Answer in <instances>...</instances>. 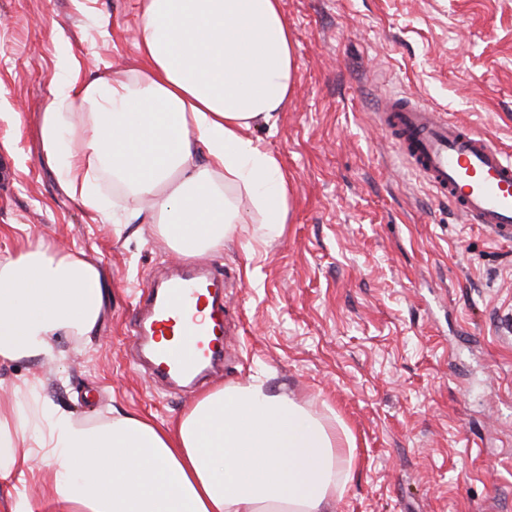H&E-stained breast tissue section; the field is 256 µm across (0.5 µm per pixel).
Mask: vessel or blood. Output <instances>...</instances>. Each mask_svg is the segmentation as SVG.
<instances>
[{
	"label": "vessel or blood",
	"mask_w": 512,
	"mask_h": 512,
	"mask_svg": "<svg viewBox=\"0 0 512 512\" xmlns=\"http://www.w3.org/2000/svg\"><path fill=\"white\" fill-rule=\"evenodd\" d=\"M375 118L409 168L463 223L512 239V156L469 124L400 97L386 98ZM219 286L206 264L173 269L151 283L132 334L158 377L192 387L217 373L225 312L209 296Z\"/></svg>",
	"instance_id": "b4317fda"
}]
</instances>
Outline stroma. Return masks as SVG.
I'll return each mask as SVG.
<instances>
[{
	"mask_svg": "<svg viewBox=\"0 0 512 512\" xmlns=\"http://www.w3.org/2000/svg\"><path fill=\"white\" fill-rule=\"evenodd\" d=\"M295 85L249 136L292 185L282 236L226 240L220 388L267 378L354 438L335 512H512V240L461 223L376 126L398 93L512 152V0H281ZM140 0H0V257L29 243L105 274L99 321L55 337L51 360L0 362V419L24 448L0 512H43L54 472L44 407L94 423L118 408L179 417L195 390L155 383L133 349L137 293L178 260L136 199L100 178L102 213L47 162L40 118L65 81L131 68Z\"/></svg>",
	"mask_w": 512,
	"mask_h": 512,
	"instance_id": "stroma-1",
	"label": "stroma"
}]
</instances>
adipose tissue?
Here are the masks:
<instances>
[{"label":"adipose tissue","instance_id":"adipose-tissue-1","mask_svg":"<svg viewBox=\"0 0 512 512\" xmlns=\"http://www.w3.org/2000/svg\"><path fill=\"white\" fill-rule=\"evenodd\" d=\"M137 50L128 72L65 83L42 115L45 155H66L72 193L99 210L90 171L105 168L148 201V223L181 259L246 233L243 194L281 235L288 174L246 136L275 123L294 88L281 0H141ZM104 286L97 264L42 244L0 259V362L50 359L55 336L89 335ZM42 416L55 512H334L351 479L335 424L259 378L204 392L172 423Z\"/></svg>","mask_w":512,"mask_h":512}]
</instances>
